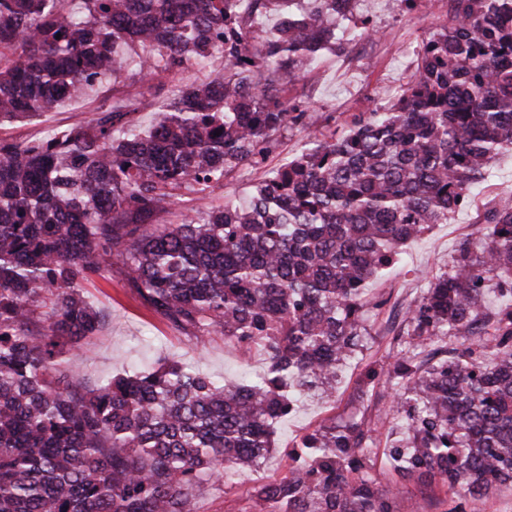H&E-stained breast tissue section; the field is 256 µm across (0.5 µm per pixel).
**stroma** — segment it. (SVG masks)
<instances>
[{"mask_svg": "<svg viewBox=\"0 0 512 512\" xmlns=\"http://www.w3.org/2000/svg\"><path fill=\"white\" fill-rule=\"evenodd\" d=\"M446 10L447 0H427L426 8L401 11L394 0H358L356 12L373 29V37L354 43L346 54L318 58L303 78L289 88V99L297 109L328 120L336 128L352 114L383 105L385 91L404 84L412 73L417 40ZM221 68L217 59L206 65L192 60L177 68L175 75L150 80L138 66L132 65L119 79L103 80L82 98L66 101L36 118L4 123L0 136L18 144L45 139L65 128L88 123L97 112L125 95L143 101L144 107L136 119L148 128L156 121L157 106L187 85L212 79ZM304 136L303 128H288L264 165L243 167L226 177L223 184L202 192L184 193L170 213L164 215V223H177L180 212L187 207L206 211L227 201H244L268 170L293 156ZM510 197L512 151L497 158L489 177L471 188L466 205L450 214L447 223L433 225L409 242L397 263L384 276L371 281L372 293L383 299L384 305L369 313L364 346L343 368L334 396L328 400L304 397L291 415L275 425L273 452L259 467L198 491V512H247L249 488L285 475L290 464L289 451L328 417L355 416L377 422V440L385 442L395 388L384 380L376 387L362 389L363 372L371 366H392L396 354L404 347L398 332L406 309L423 296L430 281L452 272L460 242L477 235L486 209ZM85 295L102 318L74 362L77 378L86 386H96L127 371L152 368L163 356L228 383L254 381L264 371L265 358L259 352L248 353L225 345L218 336L201 345L172 331L124 288L120 276L94 279L87 284ZM372 475L379 488L398 489L399 512H445L443 492H425L415 483L398 480L383 454H376Z\"/></svg>", "mask_w": 512, "mask_h": 512, "instance_id": "1", "label": "stroma"}]
</instances>
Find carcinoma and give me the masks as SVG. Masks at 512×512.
Returning <instances> with one entry per match:
<instances>
[{
    "label": "carcinoma",
    "mask_w": 512,
    "mask_h": 512,
    "mask_svg": "<svg viewBox=\"0 0 512 512\" xmlns=\"http://www.w3.org/2000/svg\"><path fill=\"white\" fill-rule=\"evenodd\" d=\"M355 0H0V124L53 110L124 51L161 75L224 57V74L172 98L148 129L140 101L20 145L0 138V512H197L205 482L256 466L297 396H330L362 347L368 283L468 199L512 149V0H448L417 42L389 106L319 130L283 96L324 51L373 31ZM279 17L263 37L252 17ZM298 151L247 203L161 224L183 191L263 163L288 124ZM452 272L405 312L389 370L405 436L384 454L402 480L481 512L512 487V287L485 316L491 275L512 278V200L483 215ZM172 330L256 347L266 370L228 387L191 366L96 389L60 372L100 313L85 284L112 272ZM375 429L330 418L289 454L288 474L248 491L249 512H399L371 474Z\"/></svg>",
    "instance_id": "cac0c4a2"
}]
</instances>
